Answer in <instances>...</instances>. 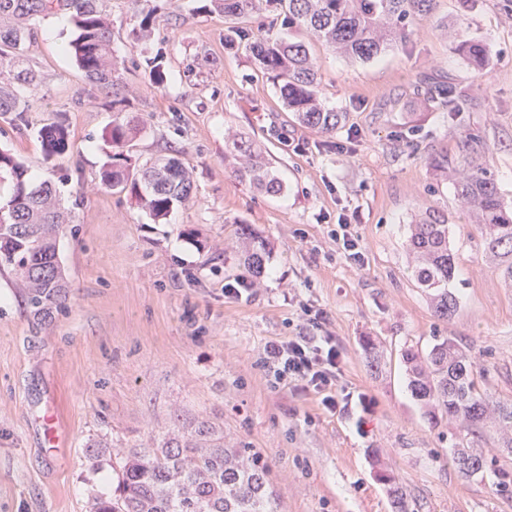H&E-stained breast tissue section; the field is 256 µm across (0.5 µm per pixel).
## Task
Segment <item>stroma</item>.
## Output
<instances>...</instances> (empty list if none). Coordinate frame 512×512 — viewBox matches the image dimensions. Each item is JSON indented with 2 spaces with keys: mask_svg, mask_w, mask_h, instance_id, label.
<instances>
[{
  "mask_svg": "<svg viewBox=\"0 0 512 512\" xmlns=\"http://www.w3.org/2000/svg\"><path fill=\"white\" fill-rule=\"evenodd\" d=\"M200 0H162L152 42L168 80L150 85L132 36L134 0H108L112 46L140 132L138 161L178 156L193 199L157 222L99 183L112 147V99L64 51L69 17L36 21L27 53L41 77L22 126L0 117V149L59 189L67 224L58 258L70 298L51 321L34 317L9 271H0V512H90L117 487L120 450L145 446L175 417H220L224 433L255 448L270 469L278 512H397L380 473L394 477L408 512H512L498 471L512 454L489 426L475 443L495 472L463 476L452 461L454 426L412 397L402 355L435 337L467 354L481 390L512 400V286L482 255L479 225L431 168L459 161L475 135L498 192L512 205V0H433L406 43L364 62L307 40L258 10L253 36L307 40L318 96L344 113L334 135L299 124L247 46L230 48V19ZM482 41L484 72L458 50V33ZM457 88L468 111L448 114L427 89ZM59 122L70 148L44 160L40 130ZM245 138L284 184L272 196L236 173L225 148ZM448 219L455 313L438 318L406 249L419 211ZM347 219L365 254L350 264L330 231ZM248 225L266 240L265 270L242 297L236 247ZM326 314L342 362L336 410L320 394L277 383L261 354L294 335L304 309ZM381 356L371 368L363 352Z\"/></svg>",
  "mask_w": 512,
  "mask_h": 512,
  "instance_id": "stroma-1",
  "label": "stroma"
}]
</instances>
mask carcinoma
Returning <instances> with one entry per match:
<instances>
[{
	"mask_svg": "<svg viewBox=\"0 0 512 512\" xmlns=\"http://www.w3.org/2000/svg\"><path fill=\"white\" fill-rule=\"evenodd\" d=\"M283 15L288 27L304 29L332 50L363 61L382 50L406 41L418 16L430 10L432 0H265ZM224 12L229 18H247L259 0H208L202 5ZM66 14L75 27L67 51L78 68L102 91L112 95L116 112L105 140L116 148L99 173L110 189L126 191L156 220L166 218L174 206L193 198L189 171L175 157H157L138 165L122 151L135 137L137 126L123 116L127 99L121 85V62L112 48V21L105 0H0V115L22 121L29 97L37 87L26 43L31 20ZM138 40L151 41L158 20L156 8L141 10ZM249 40V49L259 67L280 80L284 107L297 122L334 134L344 114L326 110L317 96V72L303 41L258 39L251 41L246 29L231 26L224 35L232 46ZM468 65L482 69L487 63L484 45L471 38L459 42ZM162 54L147 58L149 76L156 87L167 82ZM448 112H460L467 97L451 89L441 92ZM46 156L69 149V135L62 124L42 132ZM465 145L471 154L455 168V192L474 223L482 226L485 256L512 284V206L498 193L494 174L484 167L477 141L469 136ZM234 149L243 158L238 174L269 194L283 192L282 181L265 157L252 145L236 141ZM12 178L8 199L11 214L0 219V269H9L41 321L69 298L66 271L57 258V240L66 223L55 185L32 181L30 167L0 150V172ZM238 245L244 267L258 276L268 253L267 243L242 226ZM414 257V272L428 293L434 313L448 318L457 309V298L448 290L455 276L454 257L448 245V220L429 212L422 214L408 240ZM403 360L414 398L434 417L441 412L459 422L455 432L454 463L459 472L473 477L485 472L486 458L469 435L474 427L491 421L501 435V447L512 449V402L496 399L477 387L466 354L450 339L435 341L426 356L412 350ZM267 465L254 449L230 445L224 425L208 416L178 420V423L143 448L121 453L118 493L98 498L93 512H277L269 491Z\"/></svg>",
	"mask_w": 512,
	"mask_h": 512,
	"instance_id": "obj_1",
	"label": "carcinoma"
}]
</instances>
